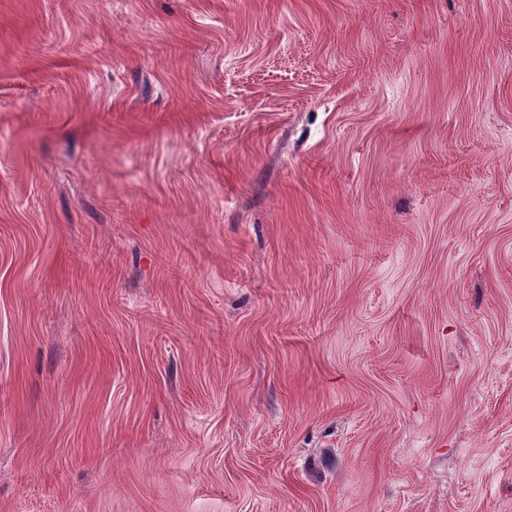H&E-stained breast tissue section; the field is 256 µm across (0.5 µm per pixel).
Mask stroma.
I'll return each mask as SVG.
<instances>
[{
    "instance_id": "35a3bbf8",
    "label": "stroma",
    "mask_w": 512,
    "mask_h": 512,
    "mask_svg": "<svg viewBox=\"0 0 512 512\" xmlns=\"http://www.w3.org/2000/svg\"><path fill=\"white\" fill-rule=\"evenodd\" d=\"M0 512H512V0H0Z\"/></svg>"
}]
</instances>
